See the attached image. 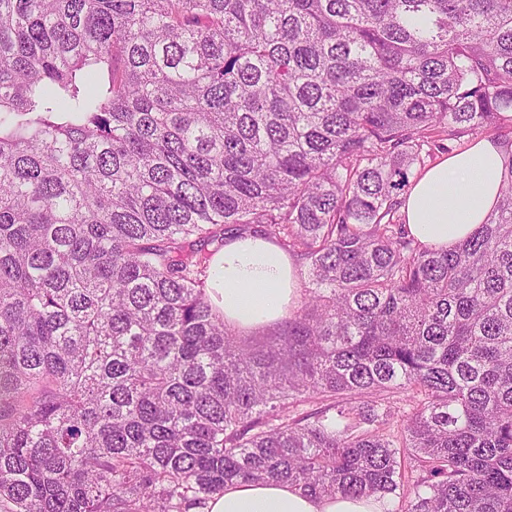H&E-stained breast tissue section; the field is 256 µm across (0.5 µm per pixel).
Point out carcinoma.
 Instances as JSON below:
<instances>
[{"label":"carcinoma","instance_id":"cac0c4a2","mask_svg":"<svg viewBox=\"0 0 512 512\" xmlns=\"http://www.w3.org/2000/svg\"><path fill=\"white\" fill-rule=\"evenodd\" d=\"M488 132L498 205L420 242ZM245 232L301 285L253 339L206 291ZM237 480L512 512V0H0V512ZM502 173L501 147L491 138L429 167L414 180L400 208L411 233L428 246L454 248L493 209Z\"/></svg>","mask_w":512,"mask_h":512}]
</instances>
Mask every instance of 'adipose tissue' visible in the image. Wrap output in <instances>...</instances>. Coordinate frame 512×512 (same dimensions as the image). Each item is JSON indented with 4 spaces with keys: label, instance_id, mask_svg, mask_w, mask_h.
<instances>
[{
    "label": "adipose tissue",
    "instance_id": "ef3b65f1",
    "mask_svg": "<svg viewBox=\"0 0 512 512\" xmlns=\"http://www.w3.org/2000/svg\"><path fill=\"white\" fill-rule=\"evenodd\" d=\"M500 145L488 138L474 141L414 180L400 208L411 233L424 244L451 249L482 224L493 209L502 184ZM225 320L250 331L278 322L295 301L293 267L275 245L258 236L226 243L216 255L208 288ZM377 496L319 498L284 482L226 485L205 512H386Z\"/></svg>",
    "mask_w": 512,
    "mask_h": 512
}]
</instances>
